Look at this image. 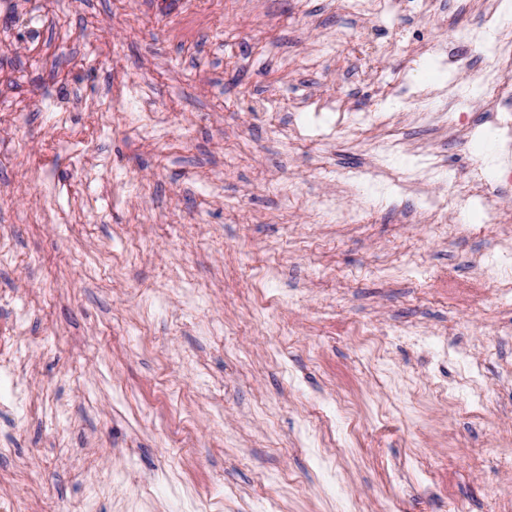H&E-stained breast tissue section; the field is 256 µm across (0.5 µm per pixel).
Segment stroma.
<instances>
[{
	"label": "stroma",
	"mask_w": 512,
	"mask_h": 512,
	"mask_svg": "<svg viewBox=\"0 0 512 512\" xmlns=\"http://www.w3.org/2000/svg\"><path fill=\"white\" fill-rule=\"evenodd\" d=\"M454 9L0 0V512H512V183Z\"/></svg>",
	"instance_id": "35a3bbf8"
}]
</instances>
